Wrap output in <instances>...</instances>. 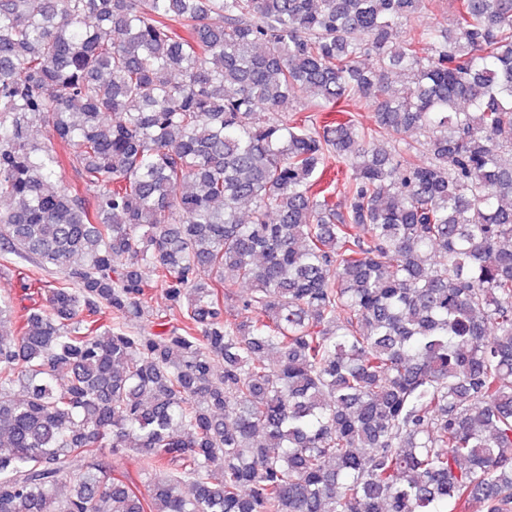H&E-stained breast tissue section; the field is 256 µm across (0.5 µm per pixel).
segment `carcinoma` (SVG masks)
Masks as SVG:
<instances>
[{"instance_id":"carcinoma-1","label":"carcinoma","mask_w":512,"mask_h":512,"mask_svg":"<svg viewBox=\"0 0 512 512\" xmlns=\"http://www.w3.org/2000/svg\"><path fill=\"white\" fill-rule=\"evenodd\" d=\"M434 3L0 0V512H512V0ZM436 6L418 14L412 19L411 24L416 27H435L450 28L454 19V1L436 0ZM23 278L41 279L42 284L53 287L60 281L61 274L54 268H44L34 258H20L13 253L0 252V293L15 298L16 316L24 314L23 308L33 303V299H28L32 296H25L21 288ZM106 460L112 466V469L119 472L127 473L139 489L145 493V488L141 484V478L139 476V463L138 454L135 451L127 450L123 454L111 455L106 450Z\"/></svg>"}]
</instances>
